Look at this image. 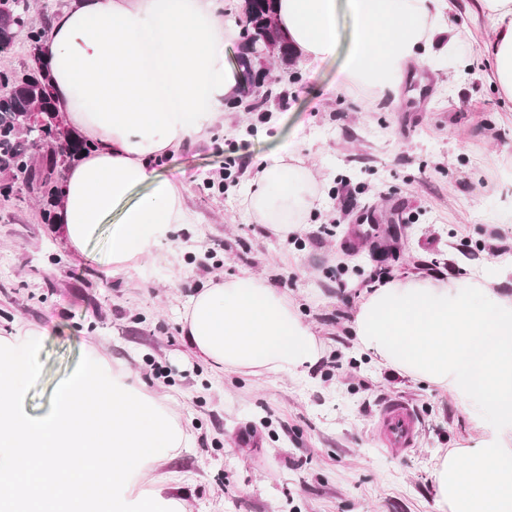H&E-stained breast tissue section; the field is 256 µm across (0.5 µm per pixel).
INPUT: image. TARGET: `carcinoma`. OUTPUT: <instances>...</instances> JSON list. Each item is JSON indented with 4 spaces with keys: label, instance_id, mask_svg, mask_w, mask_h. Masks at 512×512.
<instances>
[{
    "label": "carcinoma",
    "instance_id": "obj_1",
    "mask_svg": "<svg viewBox=\"0 0 512 512\" xmlns=\"http://www.w3.org/2000/svg\"><path fill=\"white\" fill-rule=\"evenodd\" d=\"M246 2L250 3V9L244 13L243 34L259 46L270 41L281 62L290 65V47L279 38L274 26V0ZM48 23L47 16L38 24L31 20L29 0H0V53L12 51L21 33L25 34L30 47L42 49ZM0 86L9 88L8 92L0 94V172L8 170L24 175L28 188L41 193L53 185L59 169L81 154L86 146L73 139L45 140L41 129L28 125V114L35 110L42 112L48 123L57 122L45 76L27 74L17 80L8 72H0ZM36 145L42 147L38 160L31 153ZM54 194L55 190L48 191V195Z\"/></svg>",
    "mask_w": 512,
    "mask_h": 512
}]
</instances>
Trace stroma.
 Segmentation results:
<instances>
[{"instance_id":"1","label":"stroma","mask_w":512,"mask_h":512,"mask_svg":"<svg viewBox=\"0 0 512 512\" xmlns=\"http://www.w3.org/2000/svg\"><path fill=\"white\" fill-rule=\"evenodd\" d=\"M491 20L471 23L466 42L446 57L412 64L400 103L336 82L341 58L316 70H282L287 101L256 124L251 93L225 104L240 128L162 158V177L185 184L191 223L125 264L110 256L109 225H99L85 253L72 250L61 225L40 218L43 200L22 178L0 198V336L35 329L43 371L26 394L30 413L49 407L57 384L81 356H103L144 391L163 396L191 434L189 447L165 463L175 481L167 495L185 512H433V459L465 448L478 431L469 408L447 390L379 369L349 329L363 300L354 283L378 264L391 277L415 275L466 288L482 283L512 294V98L490 82L485 44ZM292 144L326 191L298 238L253 223L242 185L207 188L225 157L255 164L278 144ZM353 194L354 208L333 195ZM335 236L320 234L321 225ZM216 262L200 263L205 251ZM251 272L278 284L313 324L336 367L303 376L214 372L182 336L184 307L207 278ZM417 409L421 429L406 455L387 453L371 435L389 399Z\"/></svg>"}]
</instances>
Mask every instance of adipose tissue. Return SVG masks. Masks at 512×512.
Returning a JSON list of instances; mask_svg holds the SVG:
<instances>
[{"instance_id":"obj_1","label":"adipose tissue","mask_w":512,"mask_h":512,"mask_svg":"<svg viewBox=\"0 0 512 512\" xmlns=\"http://www.w3.org/2000/svg\"><path fill=\"white\" fill-rule=\"evenodd\" d=\"M496 37L486 44L491 78L512 98V0H475ZM220 0H72L56 15L44 61L53 102L92 153L62 169L58 222L84 252L95 225L110 223L119 262L188 223L183 188L161 178L170 150L207 139L237 80L224 65ZM276 23L298 65L311 70L336 54L339 20L349 27L343 85L371 86L397 99L407 67L451 53L461 30L448 0H276ZM319 195L293 149L259 164L242 197L245 212L288 237ZM487 306L468 305L469 294ZM357 344L386 368L448 389L482 431L469 448L435 459V512H512V295L484 284L390 280L369 292L351 325ZM182 333L215 368L296 376L325 345L286 293L251 273L207 282L191 297Z\"/></svg>"}]
</instances>
